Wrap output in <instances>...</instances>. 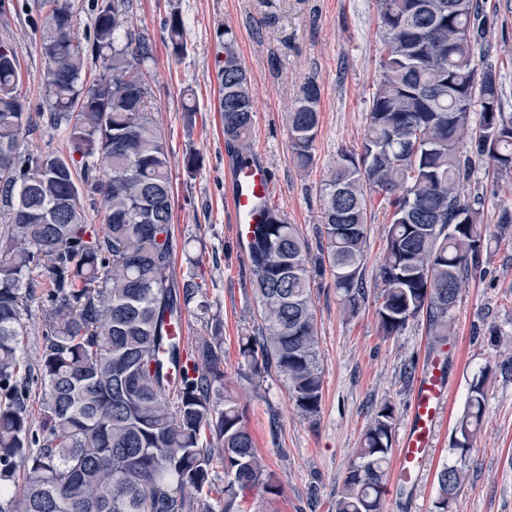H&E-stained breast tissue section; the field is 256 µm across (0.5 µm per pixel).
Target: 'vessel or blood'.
Here are the masks:
<instances>
[{"label": "vessel or blood", "instance_id": "vessel-or-blood-1", "mask_svg": "<svg viewBox=\"0 0 512 512\" xmlns=\"http://www.w3.org/2000/svg\"><path fill=\"white\" fill-rule=\"evenodd\" d=\"M228 202L236 216L237 235L250 240L271 206L273 187L263 158L234 164L229 172ZM448 367L439 358H428L418 372L409 407L408 422L395 461L397 482L416 478L424 470L433 447V435L448 402Z\"/></svg>", "mask_w": 512, "mask_h": 512}]
</instances>
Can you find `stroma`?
<instances>
[{
	"label": "stroma",
	"instance_id": "35a3bbf8",
	"mask_svg": "<svg viewBox=\"0 0 512 512\" xmlns=\"http://www.w3.org/2000/svg\"><path fill=\"white\" fill-rule=\"evenodd\" d=\"M487 24L485 59L500 74L503 111L512 113V0H483ZM16 9L0 41L17 51L19 92L35 126L21 135V153L66 151L63 135L51 128L44 95L40 35L45 15L39 0H14ZM179 11L188 52L170 55L165 23ZM129 19L153 47L146 78L150 118L165 139L174 190L172 233L177 245L174 277L197 270L205 283L211 312L224 324V386L237 399L257 451L277 477V496H247L245 512H331L336 491L360 446L374 413L385 404L394 410L393 439L408 420L414 388L410 367L431 352L447 351L450 405L442 411L434 447L412 486H387L385 512H431L435 476L443 464L465 461L470 480L454 512H512V232L493 240L476 276L465 281L453 311L454 334L447 343L429 336L425 319L409 320L392 336L383 335L374 304L356 317L339 308L330 269L314 274L323 397L316 416L305 417L278 374L249 382L239 354L241 336L257 319L250 290V264L236 235V218L227 201L225 170L231 152L224 142L218 112V57L225 29L237 37V50L250 77L255 102L253 147L266 160L273 180L272 204L298 225L320 253L323 222L319 187L340 150L359 152L366 134L367 108L384 48L378 0H130ZM321 87L315 164L298 171L289 160L286 114L307 79ZM192 90L198 112L187 124L183 92ZM195 153L200 166L187 174L184 158ZM480 198L487 224L512 208V172L496 174L476 165L465 187ZM372 219L364 249L363 272L370 293H378L384 258L388 208L373 196ZM47 309L43 288H35L25 316L19 385L33 418H40L36 381ZM488 370L483 424L467 458L450 444L469 386Z\"/></svg>",
	"mask_w": 512,
	"mask_h": 512
}]
</instances>
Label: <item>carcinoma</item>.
I'll use <instances>...</instances> for the list:
<instances>
[{
  "instance_id": "1",
  "label": "carcinoma",
  "mask_w": 512,
  "mask_h": 512,
  "mask_svg": "<svg viewBox=\"0 0 512 512\" xmlns=\"http://www.w3.org/2000/svg\"><path fill=\"white\" fill-rule=\"evenodd\" d=\"M48 121L70 145L63 155L26 156L20 135L32 116L18 92L16 50L0 43V512H213L215 456L224 460V512L250 494L280 493L257 453L235 398L224 388L223 323L186 352L171 326L192 302L208 314L195 272L173 278V188L168 151L146 112L142 66L153 47L110 0L96 5L93 33L79 30L72 0H41ZM386 50L369 98L360 154L342 151L320 185V263L335 278L340 307L356 316L369 298L363 278L370 193L388 200L390 223L375 315L391 336L426 318L430 335H453L451 311L493 237L480 199H469L472 161L512 171V113L501 84L478 67L482 0H379ZM171 54L186 53L184 23L166 22ZM102 73L84 79L87 45ZM224 29L218 110L224 142L251 153L250 78ZM321 87L304 82L287 114L290 159L315 161ZM101 196L102 223L89 221L84 194ZM308 245L278 210L249 243L258 322L240 340L247 381L285 378L296 407L322 401ZM46 288L49 308L39 364L41 435L16 378L27 296ZM488 374L470 384L452 449L465 458L485 410ZM394 412L371 418L332 504L333 512H383ZM464 465L436 476L434 512H452Z\"/></svg>"
}]
</instances>
